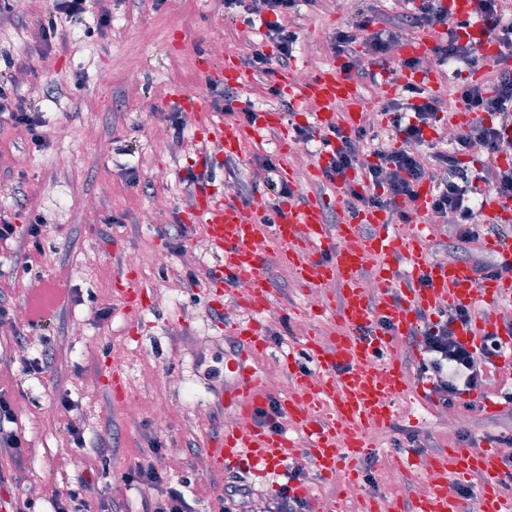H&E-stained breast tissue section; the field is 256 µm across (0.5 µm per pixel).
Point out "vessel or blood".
I'll return each instance as SVG.
<instances>
[{"mask_svg": "<svg viewBox=\"0 0 512 512\" xmlns=\"http://www.w3.org/2000/svg\"><path fill=\"white\" fill-rule=\"evenodd\" d=\"M441 2L461 38L475 41L485 55L499 53L498 43L485 33L481 22L473 20L470 0ZM433 43L428 33L417 32L400 52L424 57L430 54ZM211 53V59L199 63L206 82L235 88L248 79L238 56L225 54L219 47L212 48ZM440 84L439 75L433 72L404 70L397 74L387 66L379 71L378 96L371 99L333 60L315 68L303 82L287 71L277 72L274 79L278 95L317 107L313 124L321 134L334 125L354 132L376 100L392 98L406 86L417 85L433 94ZM339 99L346 108L338 116L332 106ZM179 102L184 109L199 114L206 138L216 142L228 157L240 156L262 133L284 137L289 132L284 114L275 109H257L250 119L228 123L200 96L183 93ZM479 217L484 224L511 218L512 201L486 194ZM183 219L204 227L206 242L216 256L213 287L242 281L251 284L250 294L242 299L251 318L233 329L239 350L226 360L233 381L218 397L225 412L248 420L250 426L245 430L224 429L207 441L205 451L217 470L240 463L253 468L279 467L303 452L319 475L341 470L354 476L357 462L372 451L373 431L391 423L395 397L411 385L402 367L390 361L389 355L396 340L416 327L419 312L440 304L471 308L481 302L485 308L480 331L487 334L498 329L494 307L512 301V282L499 278L485 279L483 295H476L472 288L475 271L470 264L431 262L421 244L424 225H414L410 233H402L389 211L380 208L345 212L339 223L331 225L318 199L285 201L269 213L218 200L211 184L206 183L195 190ZM270 255L304 286L338 285L336 307L321 311L322 317L337 322L336 335L326 342L307 337L301 355L288 353L283 357L291 389L279 398L278 405L292 430L306 434L308 443L302 449L292 430L274 431L253 422L257 411L269 403L250 361L267 347L253 318L271 302V283L264 269ZM393 259L405 264L404 273L390 267ZM423 278L428 280V287H419ZM114 286L130 311L149 307L147 289L132 271H124ZM325 408L330 414L323 419L319 413ZM430 468L429 489L420 501L419 512H463L460 499L443 482L450 472L479 478L477 512H512V500L502 494L506 475L494 452L476 455L457 443L435 458Z\"/></svg>", "mask_w": 512, "mask_h": 512, "instance_id": "b4317fda", "label": "vessel or blood"}]
</instances>
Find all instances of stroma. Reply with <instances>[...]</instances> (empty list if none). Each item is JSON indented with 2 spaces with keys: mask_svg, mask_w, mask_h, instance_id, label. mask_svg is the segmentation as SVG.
<instances>
[{
  "mask_svg": "<svg viewBox=\"0 0 512 512\" xmlns=\"http://www.w3.org/2000/svg\"><path fill=\"white\" fill-rule=\"evenodd\" d=\"M369 5L383 17L398 10L396 0H336L322 11L302 9L290 72L309 71L315 58L332 59L330 41L336 30L350 27L357 9ZM110 8L112 26L103 34L97 30L94 13L71 21L53 14L50 0H29L21 25H0V71L6 70L9 61L31 54L33 34L48 20L56 22L59 45L48 58L33 57L31 70L18 83L19 93L40 102L50 132L48 146L33 151L19 132L0 128V210L15 211L16 223L37 219L45 226V259L37 270L17 272L12 250L0 248V274L16 278L12 296L18 327L29 329L35 341H48L55 351L45 373L25 376L15 368L11 336L0 333V386L23 405L18 429L29 448L16 488L34 498L44 486L74 485L83 472L81 451L71 447L62 424L53 418L60 393L78 401L74 417L92 442L120 447V455L110 465L114 476L127 469L150 435H159L168 455L182 459L188 448L201 447L214 433L209 415L217 408V392L230 380L224 358L231 338L225 330L243 320L244 313L231 291L223 295L222 309L209 303V282L203 274L216 258L207 247L202 225L190 228L184 240L187 251L197 255L196 264H184L175 253L167 268H158L153 261L155 252L169 247L163 224L182 220L194 190L186 176L198 170L200 154L211 159L209 177L222 199H236L239 185L246 183L248 201H261L267 208L276 204L269 187L271 172L256 166L257 160L268 157L288 163L300 198L324 200L328 222H335L345 208L343 194L325 181L315 163L295 157V139L284 143L289 147L284 154L278 136L268 133L247 147L243 157L227 158L201 139L200 125L185 126L177 141L161 119L163 113L178 108L175 90L191 88L210 97L211 86L201 80L198 62L212 45L222 44L225 53L242 59L257 47L272 52V45L263 39L264 29L232 20L224 0H110ZM130 57L142 63L140 85L135 89L124 70ZM107 68L112 78L100 83L98 74ZM102 139L110 144L108 152L98 148ZM160 141L173 143V151H157ZM16 155L27 157L28 162L15 184L8 174ZM132 168L139 176L135 185L129 182ZM159 169L164 170L165 179H156ZM17 190L27 198L25 209L19 211L14 208ZM159 198L168 202L163 223H142L143 212ZM115 216L120 219L116 225L111 222ZM419 220L426 226L424 247L431 261L492 260L483 242L471 244L466 253L455 250L452 226L424 214ZM131 252L140 258L136 270L140 282L150 294L169 295V303L150 305L137 314L125 308L113 281L126 269L125 258ZM190 271L201 275L198 286L189 285L186 274ZM266 272L273 289L272 307L306 310L307 288L275 261H268ZM49 288L62 297L73 289L79 298L65 302L59 320L50 328H28L25 314L31 302ZM104 306L111 307L112 313L102 321L95 312ZM75 321L82 322V333L70 331ZM202 326L210 336L208 347L198 353L187 350V339ZM309 330L310 322L302 316L288 327L279 322L265 324L269 347L253 367L271 395L289 389L280 365L281 339L298 346ZM111 359L120 361L127 374V395L141 401L137 418L128 417L122 402L114 400L103 383ZM148 376L172 377L176 383L149 388L144 384ZM160 401L173 407L174 419L169 430L158 433L151 412ZM447 415L466 425L472 448L485 449L490 437L512 435L511 404L501 403L492 414L460 403L447 409L407 391L395 401L390 427L373 433L378 453L359 461L354 492H347L343 476L325 478L314 468L306 469L305 490L315 508L362 512L366 501L394 499L401 512H415V502L426 490L423 463L458 439L443 421Z\"/></svg>",
  "mask_w": 512,
  "mask_h": 512,
  "instance_id": "obj_1",
  "label": "stroma"
}]
</instances>
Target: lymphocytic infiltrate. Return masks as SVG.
I'll use <instances>...</instances> for the list:
<instances>
[{
  "label": "lymphocytic infiltrate",
  "mask_w": 512,
  "mask_h": 512,
  "mask_svg": "<svg viewBox=\"0 0 512 512\" xmlns=\"http://www.w3.org/2000/svg\"><path fill=\"white\" fill-rule=\"evenodd\" d=\"M325 0H224L228 9L244 8L249 17L247 26H254L255 15L269 13L274 22L268 23L266 43L272 44L273 54L255 49L245 63L256 73L269 74L273 65L287 66L299 35L288 23L300 6L322 7ZM405 7L388 18L385 27H377L374 8H362L353 29L337 31L331 41L335 57L344 61L343 70L355 78L366 79L373 65L389 61L399 34L404 30H423L436 37L433 57L438 65L464 64L470 68L483 67L486 59L475 42L461 39L452 25L440 0H404ZM474 15L482 17L486 32L503 48L492 71H487L480 83L449 82L448 94L461 101L472 112L473 120L454 138L450 147L426 154V133L435 129L442 109L440 97L428 94L423 88H410V102H389L388 110H409L406 123L396 124L397 145L376 152L372 161L360 158L359 145L366 129L347 133L334 128L330 137L317 139L309 125H294L296 140H320L329 153L323 176L329 183H341L347 209L377 207L407 217L418 197V188L433 180L436 190L428 209L433 217L455 225V246L467 250L480 233L472 227L474 211L468 198L474 181L499 197L512 200V164L499 162L506 143L504 127L512 125V23L506 21L504 0H475ZM24 130L34 150L48 144L36 99L18 92L12 75L0 76V122ZM477 150L485 162L479 177H472L460 161V153ZM362 173V180L349 181L350 172ZM42 224L12 223L0 214V247L16 245L17 259L23 271L38 267L44 256L41 237ZM420 324L412 337L420 348L422 361L419 380L430 383V391L439 405L452 407L462 396L471 392L488 395L496 380L488 367L491 356L497 355L500 344L495 335L485 336L481 346H468L459 335L468 328L472 315L469 309L455 307L439 311L437 319L420 313ZM17 421L14 400L0 388V456L21 464L25 443L13 430ZM304 473L303 465H295L288 480L279 484L266 501L265 512H312L310 500L299 494L295 483ZM147 488L156 490L154 498L142 499L143 512H195L194 505L208 493H215L222 512H250L251 488L246 484L229 483L216 490L191 489L188 480L172 481L168 475L167 455L161 446H154L151 457L139 460L122 473L113 493L97 498L87 497L83 488L55 491L49 501L50 512H122L121 502L127 501L128 491Z\"/></svg>",
  "instance_id": "lymphocytic-infiltrate-1"
}]
</instances>
